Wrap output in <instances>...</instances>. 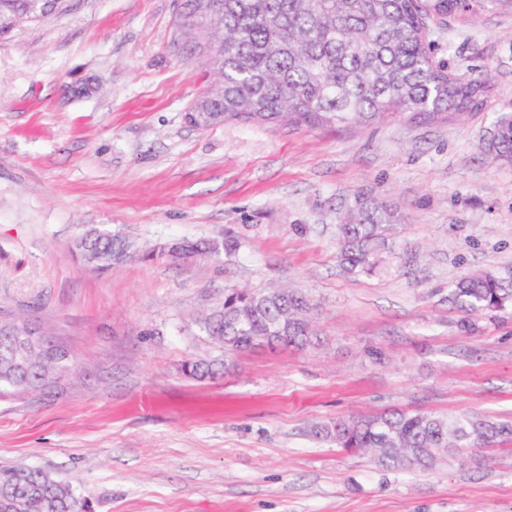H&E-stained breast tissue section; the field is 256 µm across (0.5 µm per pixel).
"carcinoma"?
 <instances>
[{"label":"carcinoma","mask_w":512,"mask_h":512,"mask_svg":"<svg viewBox=\"0 0 512 512\" xmlns=\"http://www.w3.org/2000/svg\"><path fill=\"white\" fill-rule=\"evenodd\" d=\"M26 0H0L4 26ZM184 36L196 54L218 62L224 88L199 100L202 128L226 121L274 122L292 128L330 129L385 120L445 123L485 109L487 74L465 76L436 59L424 24L455 14L512 12V0H185ZM491 159L512 163V113L493 121ZM336 258L354 276L385 270L391 213L358 197L337 216ZM76 243L81 262L99 269L131 257L133 245L118 235ZM448 303L468 314L512 306V286L490 272L460 278L448 287ZM310 300L291 289L224 291V306L208 314L207 334L227 352L254 347V336H278L285 346L312 344ZM16 353L18 365L0 358V397L52 390L71 373L66 351L47 352L36 342ZM186 375L204 380L213 364L189 361ZM320 437L346 452L366 451L387 470H432L453 448H491L512 442V421L468 414L394 411L338 419L315 427ZM0 512H92L77 487L36 468H0Z\"/></svg>","instance_id":"1"}]
</instances>
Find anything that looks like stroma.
Returning a JSON list of instances; mask_svg holds the SVG:
<instances>
[{"instance_id": "obj_1", "label": "stroma", "mask_w": 512, "mask_h": 512, "mask_svg": "<svg viewBox=\"0 0 512 512\" xmlns=\"http://www.w3.org/2000/svg\"><path fill=\"white\" fill-rule=\"evenodd\" d=\"M174 0H66L0 40V321L35 324L75 376L0 401V467L80 488L96 512H512V443L474 465L385 471L314 425L386 409L512 420V309L448 304L472 271L512 281V166L485 148L512 113V13L432 27L451 69L489 71L486 110L454 124L196 130L202 65ZM95 77L83 98L66 85ZM366 195L393 214L407 262L336 263V210ZM133 242L106 270L75 244ZM175 241L222 244L171 261ZM312 302L304 349L225 354L202 330L228 288ZM227 360L195 380L185 362Z\"/></svg>"}]
</instances>
